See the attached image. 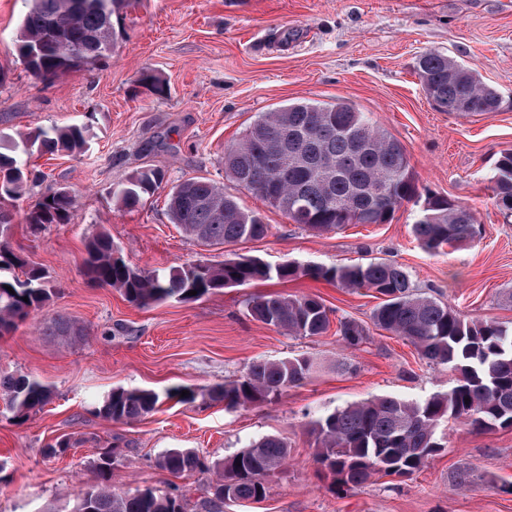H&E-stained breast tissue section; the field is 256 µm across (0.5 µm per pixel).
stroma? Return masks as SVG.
Returning a JSON list of instances; mask_svg holds the SVG:
<instances>
[{
    "label": "stroma",
    "mask_w": 512,
    "mask_h": 512,
    "mask_svg": "<svg viewBox=\"0 0 512 512\" xmlns=\"http://www.w3.org/2000/svg\"><path fill=\"white\" fill-rule=\"evenodd\" d=\"M28 6L0 0V135L72 123L89 132L81 154L32 156L45 179L14 207L22 213L62 184L77 197L78 218L37 233L20 222L12 228L13 247L52 276L56 294L42 313L0 336V373L35 377L52 395L20 423L0 408V512H70L81 489L99 484L95 461L110 448L117 451L113 487L166 493L176 486L186 512H200L214 473L176 477L156 468V457L182 448L215 464L265 435L286 438L287 465L271 477L265 500L224 512H512V428L443 424L441 449L419 471L347 492L316 464L312 420L376 395L421 401L448 389V370L374 325V292L271 280L140 308L81 274L85 245L99 233L133 266L161 272L238 254L272 265L383 258L401 265L419 293L462 316L511 324L512 216L496 206L488 178L500 151L512 149V0H131L114 21L123 39L112 56L48 84L15 51ZM430 50L476 70L506 107L470 117L436 111L416 73L419 55ZM144 70L167 86L165 97L137 87ZM294 101H343L369 113L404 146L419 189L474 211L475 241L428 253L411 233L419 209L410 204L389 223L318 236L241 189V204L260 212L270 230L257 241L212 248L170 223L165 193L135 211L113 202L138 166L164 168L174 182L225 183V148L258 113ZM258 293L317 296L332 327L295 337L258 322L246 309ZM58 313L82 328L80 341L46 335ZM345 319L366 328V344L343 345L334 326ZM299 356L313 361L312 374L275 401L228 410L210 398L254 361ZM177 386L193 389L194 401L166 398ZM116 388L152 390L164 400L138 421L109 422L94 409ZM60 438L74 448L46 457L45 445ZM464 471L474 481L462 488Z\"/></svg>",
    "instance_id": "stroma-1"
}]
</instances>
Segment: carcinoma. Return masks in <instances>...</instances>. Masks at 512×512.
<instances>
[{
    "label": "carcinoma",
    "instance_id": "cac0c4a2",
    "mask_svg": "<svg viewBox=\"0 0 512 512\" xmlns=\"http://www.w3.org/2000/svg\"><path fill=\"white\" fill-rule=\"evenodd\" d=\"M130 0H31L19 27L16 51L26 70L52 82L73 70L94 66L108 57L118 40L113 16ZM421 86L434 107L458 117L496 112L498 90L478 72L438 51L419 56ZM136 83L162 96L165 86L149 70ZM306 132L311 139L302 141ZM86 126L37 127L23 135L22 153L55 155L80 152ZM0 151V335L13 331L32 313L49 305L54 288L47 273L17 252L9 239L15 213L6 203L20 199L27 186L44 177L27 160ZM224 173L239 188L261 197L296 224L317 233L350 224H384L405 203L421 205L412 233L431 254L444 246L459 248L476 237L475 216L467 207L440 195L421 197L402 144L375 125L367 113L345 102L300 101L260 113L241 138L224 151ZM500 210L512 213V150L500 152L489 176ZM173 224L208 247L260 240L268 232L260 213L244 209L237 197L205 177L168 186L166 171L138 167L113 191L120 208L133 210L163 189ZM77 198L64 186L40 195L23 214L37 230L51 224H73ZM87 281L114 288L138 307L168 299L196 300L224 288L254 281L302 277L344 288L374 290L382 297L373 313L374 325L410 341L422 360L455 374L448 391L413 402L377 396L348 404L313 422L315 462L339 489L366 485L376 475L410 476L435 453V429L444 419L474 430L512 427V327L496 322L468 321L447 303L419 294L409 274L388 259L345 266L284 261L272 266L239 255L219 264L205 262L173 267L167 272L134 267L99 234L89 240L81 269ZM12 290L5 289V286ZM191 290L195 295H188ZM28 301H23V298ZM248 314L290 336H320L330 327L329 310L310 295H253ZM50 336H77L74 321L57 316L45 327ZM343 343L357 348L368 340L366 329L353 320L339 321ZM307 357L256 361L238 379L213 389L212 397L227 409L271 402L310 375ZM49 385L34 377L0 375V399L13 418L25 420L50 400ZM160 402L150 390L115 389L97 414L106 421L131 422L154 411ZM105 452L96 463L101 483L79 493L72 512H185L179 488L159 494L150 487L128 491L111 488L113 456ZM287 442L268 435L224 458L219 479L200 502L201 512H223L224 503L260 502L269 478L288 460ZM158 469L172 475L206 471L209 466L190 450L171 449L158 456Z\"/></svg>",
    "mask_w": 512,
    "mask_h": 512
}]
</instances>
